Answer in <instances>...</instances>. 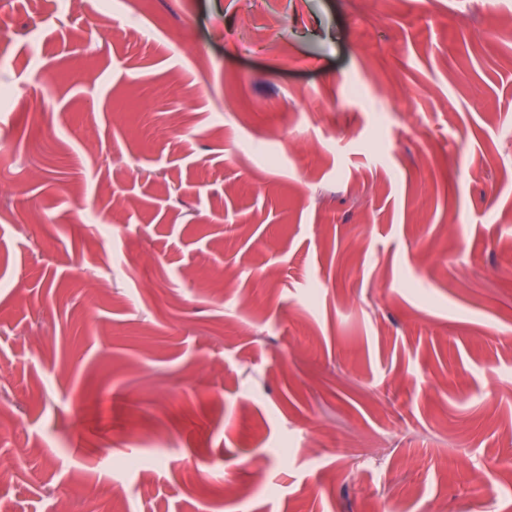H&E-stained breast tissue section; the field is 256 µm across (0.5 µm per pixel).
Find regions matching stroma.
I'll return each instance as SVG.
<instances>
[{"label": "stroma", "instance_id": "35a3bbf8", "mask_svg": "<svg viewBox=\"0 0 512 512\" xmlns=\"http://www.w3.org/2000/svg\"><path fill=\"white\" fill-rule=\"evenodd\" d=\"M511 22L0 0V499L512 512Z\"/></svg>", "mask_w": 512, "mask_h": 512}]
</instances>
